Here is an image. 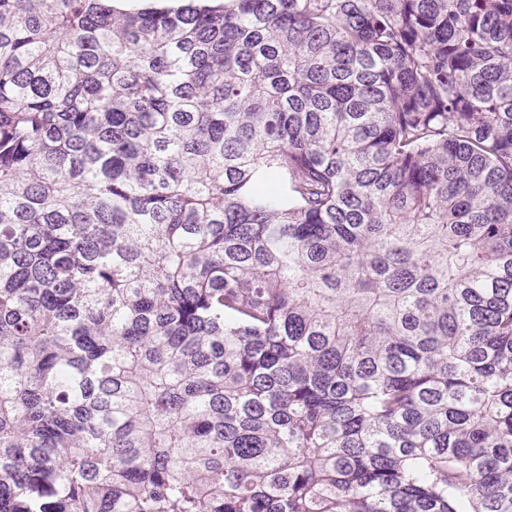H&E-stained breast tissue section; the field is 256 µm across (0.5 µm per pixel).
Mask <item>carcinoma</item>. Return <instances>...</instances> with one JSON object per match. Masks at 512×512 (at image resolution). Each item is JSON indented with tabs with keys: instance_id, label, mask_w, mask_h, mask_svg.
<instances>
[{
	"instance_id": "carcinoma-1",
	"label": "carcinoma",
	"mask_w": 512,
	"mask_h": 512,
	"mask_svg": "<svg viewBox=\"0 0 512 512\" xmlns=\"http://www.w3.org/2000/svg\"><path fill=\"white\" fill-rule=\"evenodd\" d=\"M0 512H512V0H0Z\"/></svg>"
}]
</instances>
